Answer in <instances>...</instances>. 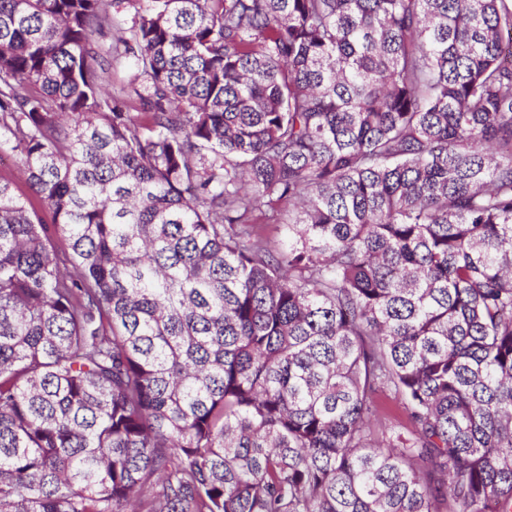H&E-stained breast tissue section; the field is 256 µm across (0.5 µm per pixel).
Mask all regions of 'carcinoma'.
<instances>
[{
    "label": "carcinoma",
    "mask_w": 512,
    "mask_h": 512,
    "mask_svg": "<svg viewBox=\"0 0 512 512\" xmlns=\"http://www.w3.org/2000/svg\"><path fill=\"white\" fill-rule=\"evenodd\" d=\"M2 144L0 512H512V0H0ZM0 178L13 182L16 193L28 199L45 222H50L49 211L34 196L25 181L19 153L7 145L0 148ZM405 421V413L400 401L395 398L394 393L387 391L379 398L378 411L375 416V425L378 430L382 425H391L396 422Z\"/></svg>",
    "instance_id": "cac0c4a2"
}]
</instances>
